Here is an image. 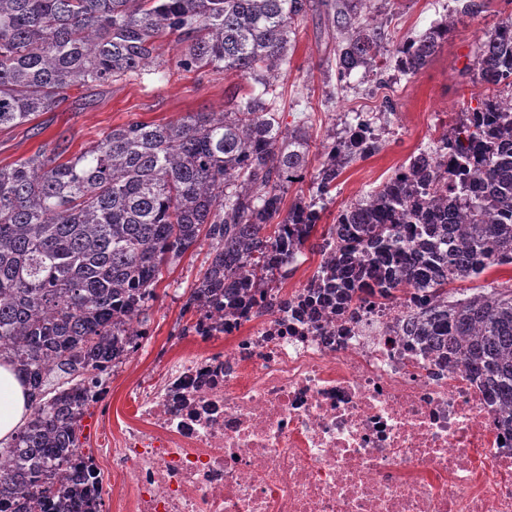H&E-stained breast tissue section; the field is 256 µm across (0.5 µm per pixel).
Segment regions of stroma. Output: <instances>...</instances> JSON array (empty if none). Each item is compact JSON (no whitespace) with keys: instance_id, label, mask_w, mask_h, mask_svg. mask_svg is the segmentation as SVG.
Here are the masks:
<instances>
[{"instance_id":"35a3bbf8","label":"stroma","mask_w":512,"mask_h":512,"mask_svg":"<svg viewBox=\"0 0 512 512\" xmlns=\"http://www.w3.org/2000/svg\"><path fill=\"white\" fill-rule=\"evenodd\" d=\"M486 3L484 12L472 15L462 13L457 0H397L392 6L376 0V17L390 43L422 34L444 18L451 20L452 31L415 75H402L390 64L379 77L356 71L342 88L336 85V41L324 14L313 11L296 21L288 65L278 82L282 96L277 106L285 123L304 125L311 135L315 148L308 156L307 175L317 173L324 161L318 144L345 129L355 113L370 118L381 143L377 153L351 163L340 175L312 242L320 241L340 210L366 198L411 155L438 144L464 108L478 107L483 87L471 69L477 41L512 15V0ZM179 56L172 39H161L156 58L159 77L93 85L72 93L65 104L30 123L0 128V166L29 157L59 137L75 153L102 133L131 121L163 124L189 112H220L230 88L248 86L234 74L202 77L179 71ZM207 250V243L199 242L164 274L147 315L148 341L108 381L114 401H121L128 387L165 359L194 350L191 336L182 333L191 321L183 305Z\"/></svg>"}]
</instances>
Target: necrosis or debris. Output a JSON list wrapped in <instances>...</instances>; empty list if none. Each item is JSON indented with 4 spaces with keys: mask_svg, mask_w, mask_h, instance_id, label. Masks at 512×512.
Listing matches in <instances>:
<instances>
[{
    "mask_svg": "<svg viewBox=\"0 0 512 512\" xmlns=\"http://www.w3.org/2000/svg\"><path fill=\"white\" fill-rule=\"evenodd\" d=\"M357 290L323 278L252 292L246 310L201 305L194 351L130 387L83 487L103 512H512V438L499 404L447 354L407 333L431 291Z\"/></svg>",
    "mask_w": 512,
    "mask_h": 512,
    "instance_id": "obj_1",
    "label": "necrosis or debris"
}]
</instances>
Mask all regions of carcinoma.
<instances>
[{
  "mask_svg": "<svg viewBox=\"0 0 512 512\" xmlns=\"http://www.w3.org/2000/svg\"><path fill=\"white\" fill-rule=\"evenodd\" d=\"M373 0H322L336 35L337 82L362 69L424 68L448 41L442 20L388 49L363 13ZM311 0H0V128L32 121L73 90L152 74L157 42L174 39L186 73L224 72L248 83L222 112L113 128L69 158L56 141L0 167V362L31 390L25 423L0 457V512H99L79 482L101 480L80 451V420L131 324L145 322L164 269L199 241L204 266L184 310L201 299L233 309L248 291L275 288L281 257L304 255L331 187L365 151L344 136L324 145L309 200L287 213L288 187L303 178L309 136L283 127L277 81L294 24ZM486 94L461 113L435 149L412 156L368 197L342 209L318 244L336 240L326 277L336 304L350 300L351 255L376 270L383 297L431 281L435 304L409 335L483 368L512 431V284L462 296L448 286L512 265V19L484 35L473 61ZM310 222L304 235L289 226ZM416 255L408 268L405 252ZM64 382L50 390V378Z\"/></svg>",
  "mask_w": 512,
  "mask_h": 512,
  "instance_id": "1",
  "label": "carcinoma"
}]
</instances>
